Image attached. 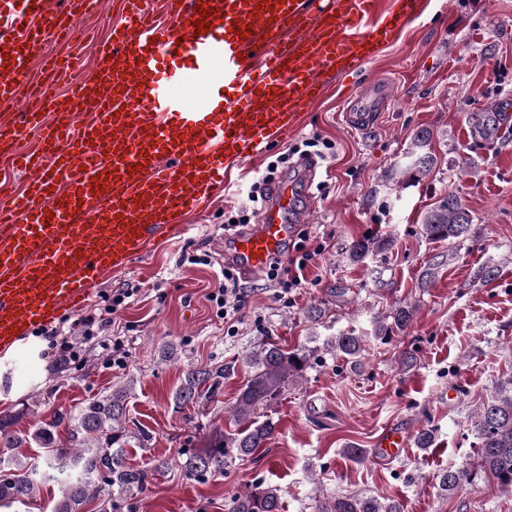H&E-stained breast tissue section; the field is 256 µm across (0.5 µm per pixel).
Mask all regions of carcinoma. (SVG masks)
Instances as JSON below:
<instances>
[{"instance_id": "1", "label": "carcinoma", "mask_w": 512, "mask_h": 512, "mask_svg": "<svg viewBox=\"0 0 512 512\" xmlns=\"http://www.w3.org/2000/svg\"><path fill=\"white\" fill-rule=\"evenodd\" d=\"M508 102L497 101L474 113V133L485 142L498 136L509 118ZM433 132L421 128L411 141L405 167L392 168L389 178L407 186L426 178L436 166L431 150ZM473 217L460 196L448 193L425 211L421 218V235L429 241L461 243L472 236ZM392 245L388 238L357 240L349 252V260L358 263L368 255L384 251ZM416 307L396 302L374 320L373 337L387 342L403 334L412 324ZM325 351L359 365L366 351L365 339L351 332L334 336ZM317 349L297 346L286 348L268 338L250 350L246 360L251 374L240 388L229 408L233 429L212 428L200 446L188 443L179 452L178 467L196 479L222 475L235 462L253 459L258 449L275 437L278 425L268 409L280 399L288 385L304 377L306 371L322 360ZM224 366L193 368L186 372L175 393L179 408H196L215 403L223 395ZM127 391L115 390L110 395L91 399L68 422L67 439L57 441L55 429L63 421L59 416L32 437L43 449L41 468H29L19 460L0 459V505L35 504L40 487L53 482L59 498L52 512H90L88 505L97 500L111 502L112 512H132L130 500L148 490L158 473L171 468L165 458L150 466L137 468L126 462L125 445L129 438L146 446L150 436L131 435L122 425L126 415ZM477 439L476 468L450 467L436 476L441 494L455 492L483 477L501 488H512V376L501 381L497 390L482 403L471 420ZM19 437L11 430V422L0 419V446L13 448ZM225 512H283L280 488L255 483L230 496ZM316 512H403L398 501H381L372 496L337 495L328 506H316Z\"/></svg>"}]
</instances>
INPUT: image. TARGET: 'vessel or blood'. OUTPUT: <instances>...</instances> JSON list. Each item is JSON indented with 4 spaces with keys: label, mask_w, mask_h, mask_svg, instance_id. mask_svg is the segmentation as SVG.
<instances>
[{
    "label": "vessel or blood",
    "mask_w": 512,
    "mask_h": 512,
    "mask_svg": "<svg viewBox=\"0 0 512 512\" xmlns=\"http://www.w3.org/2000/svg\"><path fill=\"white\" fill-rule=\"evenodd\" d=\"M124 20L99 44L98 78L72 83L60 55L97 0H0V101L24 111L0 118V152L32 127L44 135L21 165L26 191L0 208V350L15 351L30 333L78 311L112 271L127 270L157 239L182 232L193 213L226 189L235 163L279 148L326 91V76L346 77L420 15V0H163L169 25L149 0H123ZM211 11L197 32L198 7ZM53 43L45 64L71 82L53 95L34 81L30 60ZM222 109H213L215 99ZM394 98L385 78L350 97L346 119L365 126ZM299 186L272 184L271 204L255 231L231 237L242 275L281 252ZM404 431L390 428L377 454L399 458Z\"/></svg>",
    "instance_id": "b4317fda"
}]
</instances>
